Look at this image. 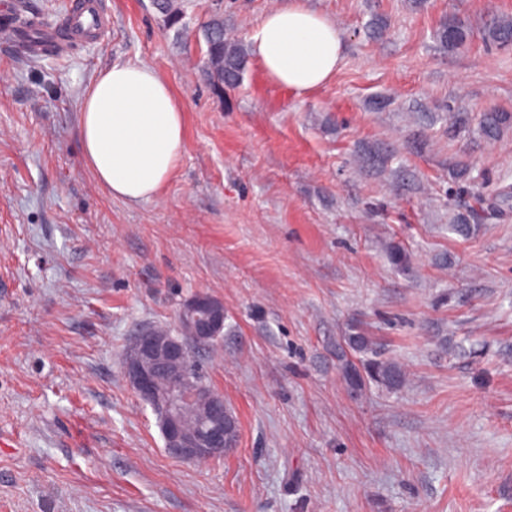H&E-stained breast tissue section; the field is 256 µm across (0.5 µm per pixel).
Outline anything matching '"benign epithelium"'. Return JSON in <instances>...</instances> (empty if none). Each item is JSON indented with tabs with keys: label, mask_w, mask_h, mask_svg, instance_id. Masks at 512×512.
<instances>
[{
	"label": "benign epithelium",
	"mask_w": 512,
	"mask_h": 512,
	"mask_svg": "<svg viewBox=\"0 0 512 512\" xmlns=\"http://www.w3.org/2000/svg\"><path fill=\"white\" fill-rule=\"evenodd\" d=\"M224 325V302L199 293L181 307L176 332L140 330L124 359L127 382L160 421L166 451L192 462L229 450L225 416L231 409L190 370L191 346H206L223 334Z\"/></svg>",
	"instance_id": "benign-epithelium-1"
}]
</instances>
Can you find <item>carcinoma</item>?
<instances>
[{
    "label": "carcinoma",
    "mask_w": 512,
    "mask_h": 512,
    "mask_svg": "<svg viewBox=\"0 0 512 512\" xmlns=\"http://www.w3.org/2000/svg\"><path fill=\"white\" fill-rule=\"evenodd\" d=\"M206 29L215 32L214 39L208 43L206 55L217 69L218 84L223 89L233 88L242 79L247 53L240 42L224 37V24L221 22L211 21ZM436 37L444 49L454 51L467 43L470 30L461 21L450 19L439 28ZM485 38L503 48L511 46L512 18L497 20L486 30ZM454 127L488 140H497L512 128V113L484 112L474 129L466 120L459 118L454 122ZM336 369L348 391L356 395L372 384L398 390L407 381L403 368L397 362L381 356L372 337L354 327L336 340Z\"/></svg>",
    "instance_id": "carcinoma-1"
}]
</instances>
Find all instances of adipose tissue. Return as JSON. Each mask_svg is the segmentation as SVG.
Here are the masks:
<instances>
[{"label": "adipose tissue", "instance_id": "1", "mask_svg": "<svg viewBox=\"0 0 512 512\" xmlns=\"http://www.w3.org/2000/svg\"><path fill=\"white\" fill-rule=\"evenodd\" d=\"M249 42L268 78L298 95L327 83L343 60L341 30L302 0L270 9ZM80 138L86 167L112 197L149 200L184 150V108L149 64H115L85 95Z\"/></svg>", "mask_w": 512, "mask_h": 512}]
</instances>
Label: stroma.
Wrapping results in <instances>:
<instances>
[{"label":"stroma","mask_w":512,"mask_h":512,"mask_svg":"<svg viewBox=\"0 0 512 512\" xmlns=\"http://www.w3.org/2000/svg\"><path fill=\"white\" fill-rule=\"evenodd\" d=\"M278 2L184 0L180 34L150 0H102L109 30L51 56L0 37V512H512V209L493 208L512 131L451 128L512 113V47L484 39L512 0H305L343 33L333 79L298 95L251 60L215 91L205 25L244 42ZM451 18L471 36L449 52ZM136 62L183 102L185 148L130 203L84 165L80 115L99 72ZM198 292L224 302L193 355L238 440L192 463L123 360ZM354 325L404 389L347 390L329 344ZM453 126L468 133H477L488 140H498L505 131L512 128V113L489 111L483 112L479 118L476 128L471 129L470 125L463 118L457 119Z\"/></svg>","instance_id":"stroma-1"}]
</instances>
